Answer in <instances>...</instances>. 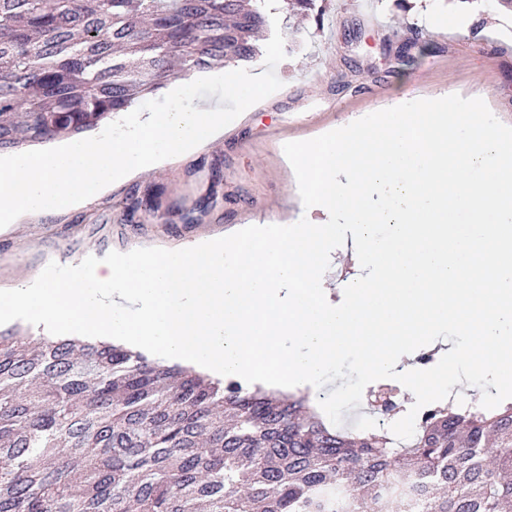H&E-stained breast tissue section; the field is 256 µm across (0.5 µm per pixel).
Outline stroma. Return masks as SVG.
Segmentation results:
<instances>
[{
    "label": "stroma",
    "mask_w": 512,
    "mask_h": 512,
    "mask_svg": "<svg viewBox=\"0 0 512 512\" xmlns=\"http://www.w3.org/2000/svg\"><path fill=\"white\" fill-rule=\"evenodd\" d=\"M328 0L321 24L285 37L275 73L283 86L187 159L136 176L71 212L0 231V289L49 262L88 252L176 249L248 222L296 223L305 209L283 146L349 120L437 93L480 98L512 126V39L449 34L431 25L441 0ZM418 31L406 43L407 31ZM321 71L326 79L310 82Z\"/></svg>",
    "instance_id": "1"
}]
</instances>
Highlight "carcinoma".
<instances>
[{"mask_svg":"<svg viewBox=\"0 0 512 512\" xmlns=\"http://www.w3.org/2000/svg\"><path fill=\"white\" fill-rule=\"evenodd\" d=\"M270 0H0V149L76 135L180 73L251 61ZM286 17L319 0H276ZM512 512V401L399 441L305 394L107 341L0 332V512Z\"/></svg>","mask_w":512,"mask_h":512,"instance_id":"cac0c4a2","label":"carcinoma"}]
</instances>
